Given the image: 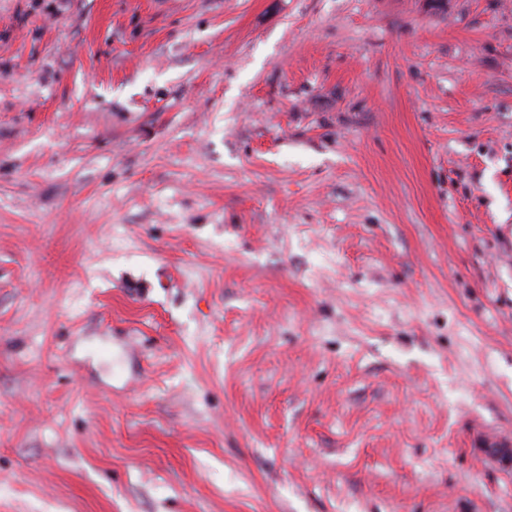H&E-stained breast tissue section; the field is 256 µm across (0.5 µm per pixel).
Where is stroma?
Listing matches in <instances>:
<instances>
[{
  "label": "stroma",
  "instance_id": "1",
  "mask_svg": "<svg viewBox=\"0 0 512 512\" xmlns=\"http://www.w3.org/2000/svg\"><path fill=\"white\" fill-rule=\"evenodd\" d=\"M512 0H0V512H512Z\"/></svg>",
  "mask_w": 512,
  "mask_h": 512
}]
</instances>
